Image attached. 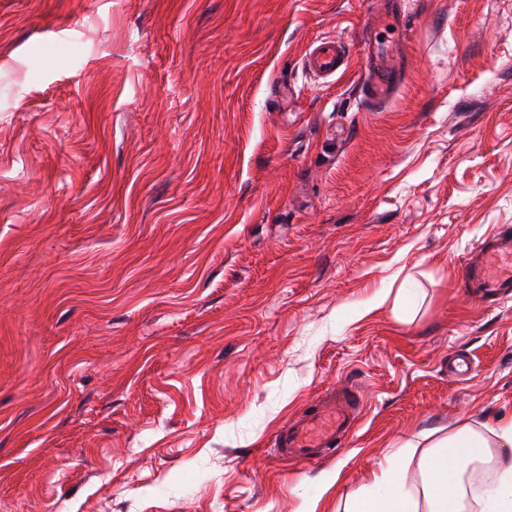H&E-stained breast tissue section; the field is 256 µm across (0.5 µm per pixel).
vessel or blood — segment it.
<instances>
[{"label": "vessel or blood", "mask_w": 512, "mask_h": 512, "mask_svg": "<svg viewBox=\"0 0 512 512\" xmlns=\"http://www.w3.org/2000/svg\"><path fill=\"white\" fill-rule=\"evenodd\" d=\"M364 44L367 77L364 97L373 102L388 100L399 79V60L404 50L403 33L407 16L400 0H386ZM305 68L321 78L336 76L347 66L342 41L323 37L314 41L303 57ZM462 282L484 305L512 296V226H503L468 257ZM362 408L358 390L345 388L328 392L318 404L284 426L275 438L281 455L311 462L336 449L350 433Z\"/></svg>", "instance_id": "obj_1"}]
</instances>
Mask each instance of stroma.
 <instances>
[{"mask_svg":"<svg viewBox=\"0 0 512 512\" xmlns=\"http://www.w3.org/2000/svg\"><path fill=\"white\" fill-rule=\"evenodd\" d=\"M379 6L0 0V512H345L407 439L512 418V298L460 284L512 225V0H405L383 104ZM349 385L336 452L275 453ZM364 42L367 77L362 86L364 97L373 102L388 100L400 79L399 60L404 50L403 32L407 15L401 2L388 0ZM304 67L321 78H332L347 67L345 46L342 41L323 37L314 41L303 57Z\"/></svg>","mask_w":512,"mask_h":512,"instance_id":"35a3bbf8","label":"stroma"}]
</instances>
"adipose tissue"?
<instances>
[{"label": "adipose tissue", "instance_id": "1", "mask_svg": "<svg viewBox=\"0 0 512 512\" xmlns=\"http://www.w3.org/2000/svg\"><path fill=\"white\" fill-rule=\"evenodd\" d=\"M385 467L372 472L364 492L346 512H512V419L482 430L460 422L441 433L430 431L421 441H407ZM490 466L492 489L470 496L473 471ZM416 480H409V469Z\"/></svg>", "mask_w": 512, "mask_h": 512}]
</instances>
